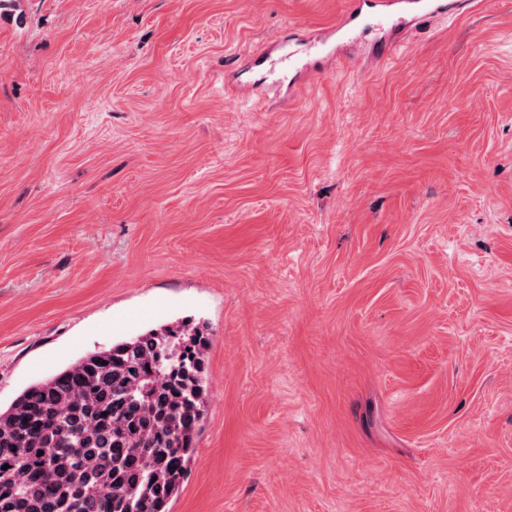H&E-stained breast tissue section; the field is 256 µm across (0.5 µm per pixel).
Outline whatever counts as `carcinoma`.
<instances>
[{
  "label": "carcinoma",
  "mask_w": 512,
  "mask_h": 512,
  "mask_svg": "<svg viewBox=\"0 0 512 512\" xmlns=\"http://www.w3.org/2000/svg\"><path fill=\"white\" fill-rule=\"evenodd\" d=\"M209 345L197 326H164L26 387L0 409V512H170Z\"/></svg>",
  "instance_id": "cac0c4a2"
}]
</instances>
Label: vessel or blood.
I'll list each match as a JSON object with an SVG mask.
<instances>
[{"label": "vessel or blood", "instance_id": "b4317fda", "mask_svg": "<svg viewBox=\"0 0 512 512\" xmlns=\"http://www.w3.org/2000/svg\"><path fill=\"white\" fill-rule=\"evenodd\" d=\"M465 0H350L343 36L352 44L370 46L386 43L388 37L464 4ZM277 58L269 62L271 70L288 72L302 69L305 54L289 44H277Z\"/></svg>", "mask_w": 512, "mask_h": 512}]
</instances>
